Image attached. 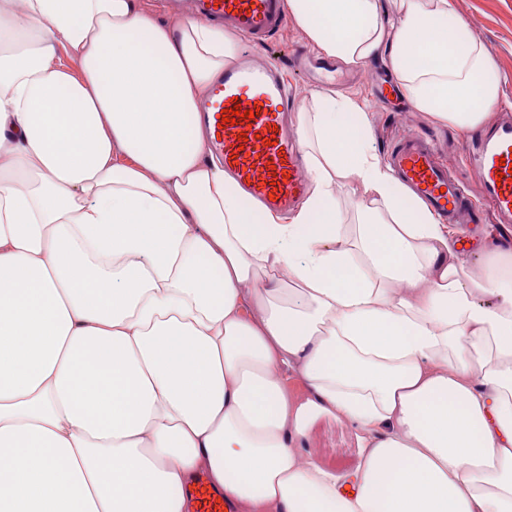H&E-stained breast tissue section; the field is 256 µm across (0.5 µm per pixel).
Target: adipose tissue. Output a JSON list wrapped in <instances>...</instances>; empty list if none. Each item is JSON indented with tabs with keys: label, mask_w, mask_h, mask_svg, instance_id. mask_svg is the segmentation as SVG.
Returning <instances> with one entry per match:
<instances>
[{
	"label": "adipose tissue",
	"mask_w": 512,
	"mask_h": 512,
	"mask_svg": "<svg viewBox=\"0 0 512 512\" xmlns=\"http://www.w3.org/2000/svg\"><path fill=\"white\" fill-rule=\"evenodd\" d=\"M286 9L438 121L498 105L453 0H398L390 39L380 0ZM236 42L157 0H0V512H185L199 471L228 512H512V248L467 267L344 95L299 115L311 194L260 211L195 123ZM321 416L353 469L301 453Z\"/></svg>",
	"instance_id": "ef3b65f1"
}]
</instances>
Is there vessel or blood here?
Segmentation results:
<instances>
[{"label":"vessel or blood","instance_id":"obj_1","mask_svg":"<svg viewBox=\"0 0 512 512\" xmlns=\"http://www.w3.org/2000/svg\"><path fill=\"white\" fill-rule=\"evenodd\" d=\"M192 10L197 17L223 23L261 46L276 37L284 20V0H192ZM309 71L319 86L344 79L327 58L314 61ZM295 96L281 63L259 60L248 49L240 60L225 67L215 96L199 109L211 144L224 159L225 170L273 211L296 204L308 188L303 157L288 126ZM237 105L254 111V118L223 122V110ZM242 134L247 137L243 143L238 140ZM509 157L512 122L506 120L481 136L475 158L487 189V203L507 222L512 220V174L504 172L502 161ZM390 161L400 182L443 219L452 224L481 223L480 211L441 161L426 133L402 137Z\"/></svg>","mask_w":512,"mask_h":512}]
</instances>
